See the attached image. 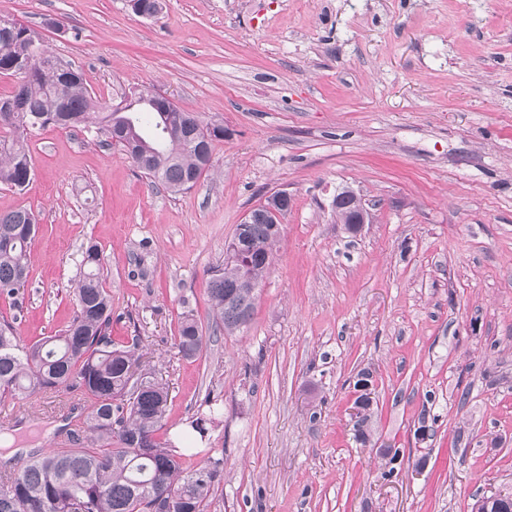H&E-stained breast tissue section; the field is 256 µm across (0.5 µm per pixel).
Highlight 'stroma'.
I'll return each instance as SVG.
<instances>
[{
	"mask_svg": "<svg viewBox=\"0 0 512 512\" xmlns=\"http://www.w3.org/2000/svg\"><path fill=\"white\" fill-rule=\"evenodd\" d=\"M102 102L147 87L223 127L177 195L96 122L33 129L32 343L75 312L97 245L115 340L169 386L158 439L224 461L208 512H472L512 493V0H0ZM352 189L371 213L336 220ZM291 207L250 324L214 331L208 283L244 214ZM204 344L175 345L185 310ZM373 382L365 433L351 415ZM223 416L198 434L208 403ZM66 389L0 400V437L48 448L79 423Z\"/></svg>",
	"mask_w": 512,
	"mask_h": 512,
	"instance_id": "35a3bbf8",
	"label": "stroma"
}]
</instances>
